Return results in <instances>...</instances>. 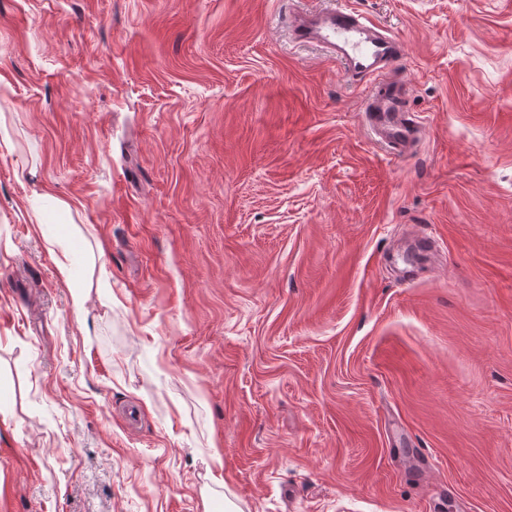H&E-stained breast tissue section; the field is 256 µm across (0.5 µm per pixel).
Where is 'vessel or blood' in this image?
<instances>
[{
    "instance_id": "b4317fda",
    "label": "vessel or blood",
    "mask_w": 512,
    "mask_h": 512,
    "mask_svg": "<svg viewBox=\"0 0 512 512\" xmlns=\"http://www.w3.org/2000/svg\"><path fill=\"white\" fill-rule=\"evenodd\" d=\"M290 30L297 42L323 46L347 74L379 78V86L365 100L366 121L372 130H384V143L392 154H400L415 125L407 117L401 88L383 79L402 56L399 40L381 33L377 24L348 8L295 15Z\"/></svg>"
}]
</instances>
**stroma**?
<instances>
[{"label": "stroma", "mask_w": 512, "mask_h": 512, "mask_svg": "<svg viewBox=\"0 0 512 512\" xmlns=\"http://www.w3.org/2000/svg\"><path fill=\"white\" fill-rule=\"evenodd\" d=\"M323 3L0 0V512H512V0ZM290 30L299 43L323 46L347 74L380 77L379 86L365 100L366 121L378 135L384 127L387 133L382 141L392 154L402 153V146L419 127L407 118L401 88L382 78L402 56L399 40L380 33L377 24L346 7L295 15Z\"/></svg>", "instance_id": "stroma-1"}]
</instances>
